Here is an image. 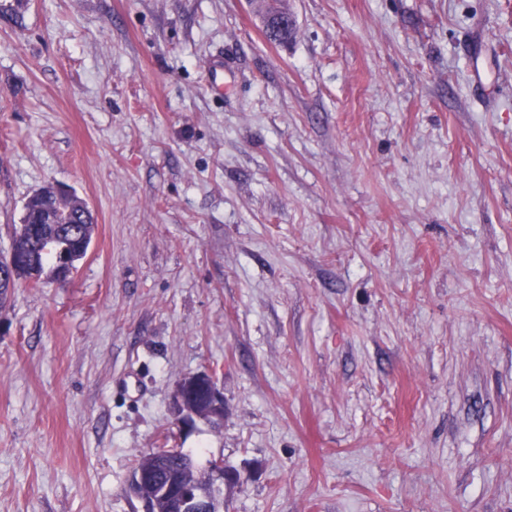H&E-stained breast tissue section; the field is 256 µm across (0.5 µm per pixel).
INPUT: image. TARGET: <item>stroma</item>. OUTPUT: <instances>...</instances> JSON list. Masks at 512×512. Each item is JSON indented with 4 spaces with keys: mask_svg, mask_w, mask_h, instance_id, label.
Segmentation results:
<instances>
[{
    "mask_svg": "<svg viewBox=\"0 0 512 512\" xmlns=\"http://www.w3.org/2000/svg\"><path fill=\"white\" fill-rule=\"evenodd\" d=\"M285 3L0 0V249L96 220L0 307V512H141L152 448L224 512H512V0ZM57 204L58 207L62 208L63 213L68 211L67 221L72 223H84L82 219L83 213L81 209L80 201L77 197L73 198H65L60 201H57L51 194L46 197L40 198L35 197L27 201L25 208L27 210L26 222L34 223L35 216L34 213L37 212L44 205H54ZM82 257V254L73 253L66 246L60 248L55 255L54 279L56 281L68 280L76 270V262ZM195 394L203 397L202 405L193 402ZM174 403L183 429L190 428L197 418L215 424L224 421V395L211 372H198L179 381L174 391ZM182 448H155L152 453L158 454L144 456L141 465L144 467L158 468L163 476L173 481L194 482L199 489L204 490L203 473L191 454L185 452V458L179 454L173 458H166L159 464L160 455L169 456L181 452ZM156 475L148 470L136 467L132 473L129 491L138 498L143 505L142 512H159L157 498H174L180 501L182 507L191 506L194 512H222L224 511V486L238 483L239 473L236 470L224 466L223 459H213L206 469L207 491L202 493L198 488L191 486H177L170 483L156 482ZM156 491V496L149 494Z\"/></svg>",
    "mask_w": 512,
    "mask_h": 512,
    "instance_id": "obj_1",
    "label": "stroma"
}]
</instances>
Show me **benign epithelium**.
<instances>
[{"instance_id": "1", "label": "benign epithelium", "mask_w": 512, "mask_h": 512, "mask_svg": "<svg viewBox=\"0 0 512 512\" xmlns=\"http://www.w3.org/2000/svg\"><path fill=\"white\" fill-rule=\"evenodd\" d=\"M82 255L73 253L67 247L60 248L55 255V276L65 281L76 270V262ZM33 264L28 256L14 250V246L0 254V286H13L17 269ZM174 403L179 424L188 429L195 419H207L215 424L224 421V395L216 376L211 372H198L183 378L176 385ZM207 491L196 487L177 486L156 481V476L139 467L132 473L129 491L143 505L142 512H158L157 499L174 498L183 507L190 506L194 512H223L224 487L239 481V473L224 466V460L213 459L206 469Z\"/></svg>"}]
</instances>
